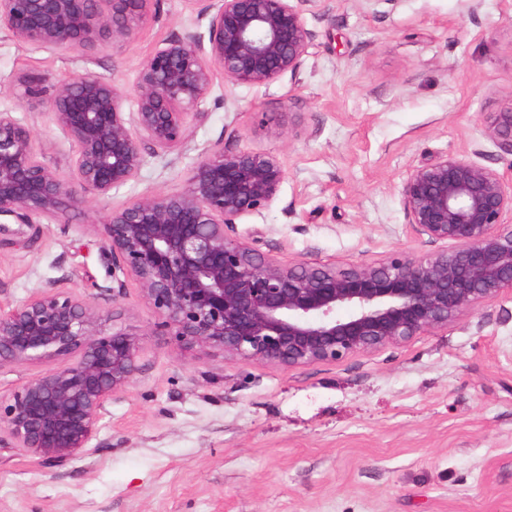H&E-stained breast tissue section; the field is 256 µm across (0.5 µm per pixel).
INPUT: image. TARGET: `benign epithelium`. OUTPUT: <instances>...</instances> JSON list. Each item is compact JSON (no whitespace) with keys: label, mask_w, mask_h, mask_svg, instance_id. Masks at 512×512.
<instances>
[{"label":"benign epithelium","mask_w":512,"mask_h":512,"mask_svg":"<svg viewBox=\"0 0 512 512\" xmlns=\"http://www.w3.org/2000/svg\"><path fill=\"white\" fill-rule=\"evenodd\" d=\"M148 2L0 0V28L22 44L99 50L129 42L149 20ZM188 2L208 19V37L166 40L129 95L90 74L48 96L41 78L19 77L24 97L46 104L70 141L72 166L68 175L48 166L31 127L0 112V218L29 225L84 209L134 180L145 150L185 148L190 127L208 117L200 105L215 73L232 85H269L308 54L307 0ZM486 135L512 152V109L490 116ZM285 177L273 153L207 150L185 189L144 194L100 219L112 264L136 279L157 315L154 332L181 348L292 368L402 345L512 293V182L496 170L456 155L413 169L401 188L409 221L451 248L342 269L284 264L226 234L269 208ZM101 321L90 300L55 285L0 310V363L65 361L0 399V433L45 463L87 447L104 404L133 383L140 334H106Z\"/></svg>","instance_id":"obj_1"}]
</instances>
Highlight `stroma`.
Segmentation results:
<instances>
[{
  "mask_svg": "<svg viewBox=\"0 0 512 512\" xmlns=\"http://www.w3.org/2000/svg\"><path fill=\"white\" fill-rule=\"evenodd\" d=\"M148 10L130 42L93 52L0 29V111L32 127L51 167L69 173L72 150L19 76L51 89L92 73L131 91L162 42L207 32L186 0ZM305 19L314 39L296 74L262 86L215 74L185 150L146 154L134 180L69 223L0 243V305L54 284L98 304L104 332L144 336L132 385L68 463L0 436V512H512V293L402 346L285 368L150 333L153 309L103 249L100 216L181 191L210 149L284 162L276 201L228 234L285 263L449 249L409 223L400 194L443 155L512 180V153L484 134L512 109V0H309Z\"/></svg>",
  "mask_w": 512,
  "mask_h": 512,
  "instance_id": "35a3bbf8",
  "label": "stroma"
}]
</instances>
